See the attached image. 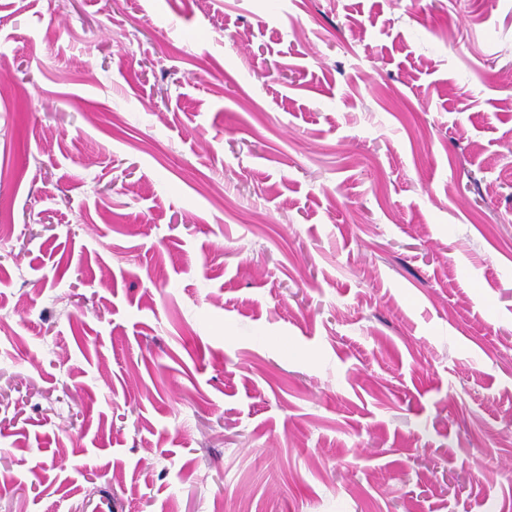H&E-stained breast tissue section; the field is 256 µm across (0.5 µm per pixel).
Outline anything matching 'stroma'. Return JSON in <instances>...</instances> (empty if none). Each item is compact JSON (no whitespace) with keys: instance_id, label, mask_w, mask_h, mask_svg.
I'll return each instance as SVG.
<instances>
[{"instance_id":"35a3bbf8","label":"stroma","mask_w":512,"mask_h":512,"mask_svg":"<svg viewBox=\"0 0 512 512\" xmlns=\"http://www.w3.org/2000/svg\"><path fill=\"white\" fill-rule=\"evenodd\" d=\"M0 512H512V0H0Z\"/></svg>"}]
</instances>
